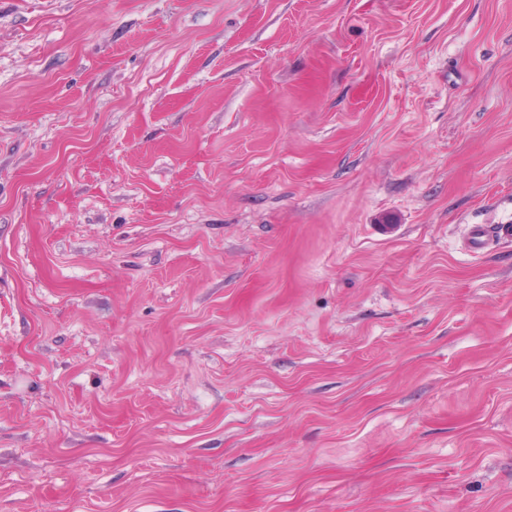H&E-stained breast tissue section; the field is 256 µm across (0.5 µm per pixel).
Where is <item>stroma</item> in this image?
Returning <instances> with one entry per match:
<instances>
[{
  "instance_id": "35a3bbf8",
  "label": "stroma",
  "mask_w": 512,
  "mask_h": 512,
  "mask_svg": "<svg viewBox=\"0 0 512 512\" xmlns=\"http://www.w3.org/2000/svg\"><path fill=\"white\" fill-rule=\"evenodd\" d=\"M512 0H0V512H512ZM494 239H512V224H472L469 228V241L474 250L485 247Z\"/></svg>"
}]
</instances>
